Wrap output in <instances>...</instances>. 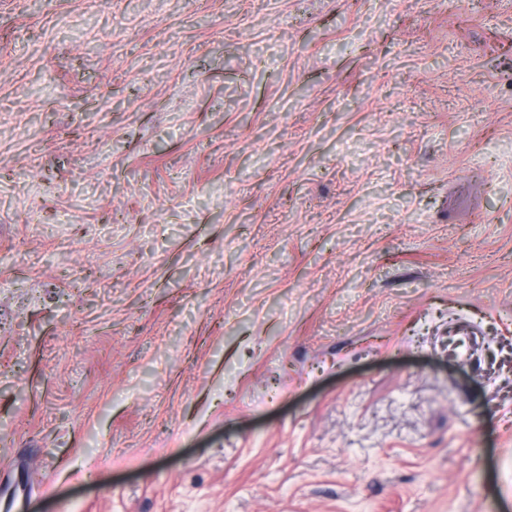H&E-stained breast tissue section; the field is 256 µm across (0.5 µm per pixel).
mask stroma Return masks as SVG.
<instances>
[{"instance_id": "35a3bbf8", "label": "stroma", "mask_w": 512, "mask_h": 512, "mask_svg": "<svg viewBox=\"0 0 512 512\" xmlns=\"http://www.w3.org/2000/svg\"><path fill=\"white\" fill-rule=\"evenodd\" d=\"M0 512H512V0H0Z\"/></svg>"}]
</instances>
